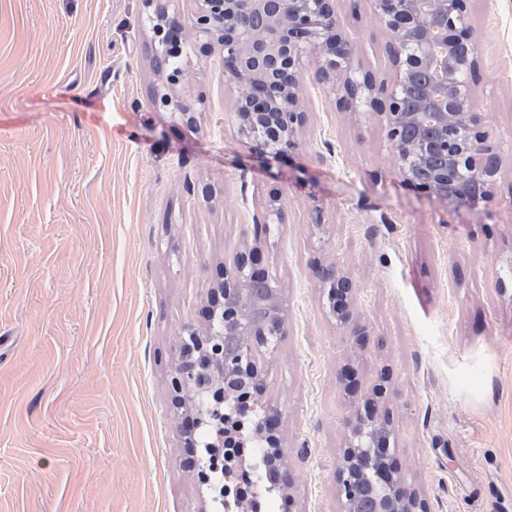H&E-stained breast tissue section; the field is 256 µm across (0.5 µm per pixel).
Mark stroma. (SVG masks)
<instances>
[{"label":"stroma","mask_w":512,"mask_h":512,"mask_svg":"<svg viewBox=\"0 0 512 512\" xmlns=\"http://www.w3.org/2000/svg\"><path fill=\"white\" fill-rule=\"evenodd\" d=\"M363 70L389 83L369 0H335ZM477 109L501 178L470 208L402 182L377 117L304 74L290 156L254 153L220 53L152 98L140 0H0V512H212L184 464L171 367L224 260L259 246L283 336L265 361L288 492L256 512H336L343 422L381 368L402 462L433 512H512V0H468ZM277 202L279 232L254 215ZM355 281L370 334L351 357L314 260ZM354 360L360 390L340 367Z\"/></svg>","instance_id":"35a3bbf8"}]
</instances>
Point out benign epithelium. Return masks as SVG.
Instances as JSON below:
<instances>
[{"label":"benign epithelium","mask_w":512,"mask_h":512,"mask_svg":"<svg viewBox=\"0 0 512 512\" xmlns=\"http://www.w3.org/2000/svg\"><path fill=\"white\" fill-rule=\"evenodd\" d=\"M141 17L152 24L157 53L153 100L189 122L195 115L177 96L183 83L180 60L192 50H219L224 74L235 85L238 133L251 148L272 156L298 149L307 122L300 106L303 72L311 60L325 82L344 76L341 101L371 108L385 126L402 181L471 208L492 196L502 169L495 138L476 108L481 45L463 26L466 0H371L390 36L394 69L391 87L376 96L371 73L361 70L354 45L338 30L333 0H192L187 21L170 13L172 0H140ZM282 223L271 203L254 218L267 232ZM328 313L346 329L354 348L363 345L366 326L355 317L356 285L336 264H315ZM262 279L266 296L252 293ZM284 310L276 275L257 268V250L242 247L220 266L208 288L205 324L184 326L174 366L172 403L183 419L190 464L203 482L224 471L203 441L208 428L224 419L255 417L254 440L265 449L259 468L266 491H284L286 454L275 435L281 410L263 400L264 368L257 355L279 345ZM389 371L383 369L373 396L355 404L344 426L345 446L338 470L336 512H432L420 488L403 472L392 439L390 409L384 400Z\"/></svg>","instance_id":"1"}]
</instances>
